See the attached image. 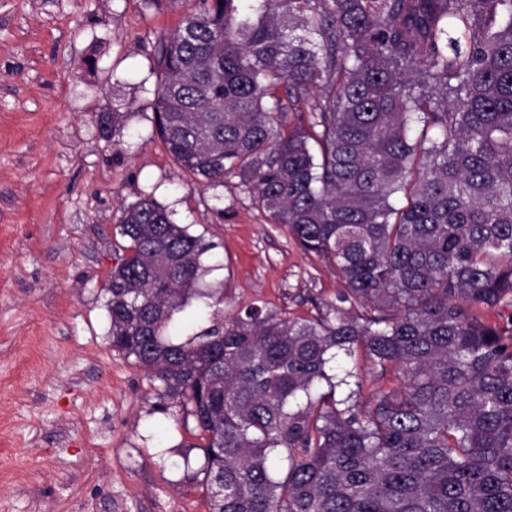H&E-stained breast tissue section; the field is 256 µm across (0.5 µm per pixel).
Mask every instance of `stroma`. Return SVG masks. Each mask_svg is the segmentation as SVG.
<instances>
[{"mask_svg":"<svg viewBox=\"0 0 512 512\" xmlns=\"http://www.w3.org/2000/svg\"><path fill=\"white\" fill-rule=\"evenodd\" d=\"M197 8L0 0V512H208L194 419L108 339L131 203L153 198L209 244L203 285L225 316L310 319L340 287L239 177L198 182L163 145L159 47Z\"/></svg>","mask_w":512,"mask_h":512,"instance_id":"stroma-1","label":"stroma"}]
</instances>
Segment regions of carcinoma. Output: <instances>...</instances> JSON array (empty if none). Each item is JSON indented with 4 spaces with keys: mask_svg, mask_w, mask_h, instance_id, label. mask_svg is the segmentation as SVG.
Wrapping results in <instances>:
<instances>
[{
    "mask_svg": "<svg viewBox=\"0 0 512 512\" xmlns=\"http://www.w3.org/2000/svg\"><path fill=\"white\" fill-rule=\"evenodd\" d=\"M200 4L160 44L162 142L343 283L222 317L210 246L123 210L110 345L193 416L208 512H512V333L470 313L512 307V0ZM193 301L212 325L172 336ZM355 347L392 372L365 404L328 374Z\"/></svg>",
    "mask_w": 512,
    "mask_h": 512,
    "instance_id": "cac0c4a2",
    "label": "carcinoma"
}]
</instances>
